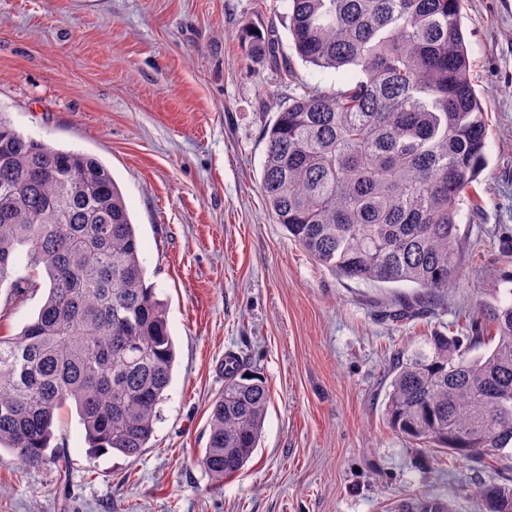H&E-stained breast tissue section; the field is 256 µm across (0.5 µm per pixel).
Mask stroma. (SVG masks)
<instances>
[{
	"instance_id": "stroma-1",
	"label": "stroma",
	"mask_w": 512,
	"mask_h": 512,
	"mask_svg": "<svg viewBox=\"0 0 512 512\" xmlns=\"http://www.w3.org/2000/svg\"><path fill=\"white\" fill-rule=\"evenodd\" d=\"M487 165L458 215L466 276L423 317L383 308L411 286L342 280L275 224L261 193L264 130L302 86L337 89L354 67L295 59L285 0H0V115L54 147L96 156L136 226L146 281L167 308L176 358L149 448L90 456L76 411L54 434L66 470L0 466V512H480L512 482V450L477 463L424 449L383 420L394 353L462 336L459 310L512 269V0H464ZM276 27L293 72L246 37ZM0 285V334L39 310L46 276ZM234 354L265 377L260 444L217 483L199 466L210 405Z\"/></svg>"
}]
</instances>
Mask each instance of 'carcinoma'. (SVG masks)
Listing matches in <instances>:
<instances>
[{
	"label": "carcinoma",
	"mask_w": 512,
	"mask_h": 512,
	"mask_svg": "<svg viewBox=\"0 0 512 512\" xmlns=\"http://www.w3.org/2000/svg\"><path fill=\"white\" fill-rule=\"evenodd\" d=\"M298 58L352 66L338 90L305 86L264 131L261 191L276 223L336 277L409 284L428 301L462 275L459 202L484 165L485 110L462 29V0H288ZM277 60L274 28L250 36ZM47 276L46 298L0 336V464H56L54 419L75 406L90 455L138 457L175 362L166 306L146 284L122 193L97 158L55 148L0 117V285L19 255ZM478 304L466 340L434 336L396 353L384 416L406 438L464 459L512 444V299ZM422 306L399 303L401 323ZM494 348L471 357V349ZM269 391L236 355L224 365L201 467L221 483L258 448ZM482 512H512V484L480 491Z\"/></svg>",
	"instance_id": "cac0c4a2"
}]
</instances>
